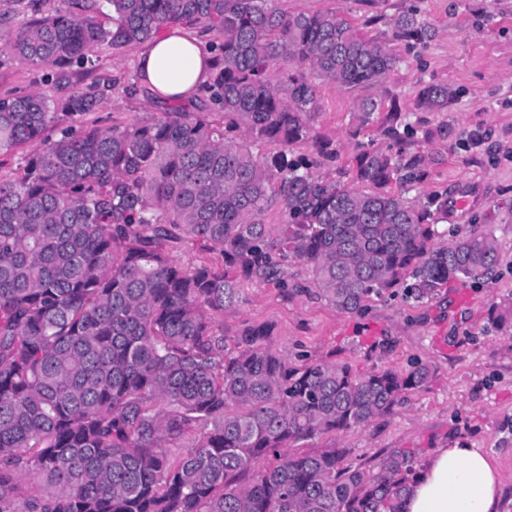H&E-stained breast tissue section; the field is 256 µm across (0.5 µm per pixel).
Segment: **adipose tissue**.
Wrapping results in <instances>:
<instances>
[{"instance_id":"ef3b65f1","label":"adipose tissue","mask_w":512,"mask_h":512,"mask_svg":"<svg viewBox=\"0 0 512 512\" xmlns=\"http://www.w3.org/2000/svg\"><path fill=\"white\" fill-rule=\"evenodd\" d=\"M212 53L184 27L152 38L138 58L141 80L160 98H189L210 76ZM502 478L482 449L458 443L434 449L410 486L404 512H496Z\"/></svg>"}]
</instances>
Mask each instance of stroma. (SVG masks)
<instances>
[{
	"mask_svg": "<svg viewBox=\"0 0 512 512\" xmlns=\"http://www.w3.org/2000/svg\"><path fill=\"white\" fill-rule=\"evenodd\" d=\"M278 6L289 13L342 11L363 37L400 56L374 85L348 91L318 83L312 138L294 144V151L312 157L314 171L329 178L362 146L383 145L378 127L390 113L426 124L431 139L406 150L423 157L428 176L406 197L415 203L447 198L439 231L489 228L500 261L491 277L449 282L430 302L390 293L361 316L321 298L311 268L294 261L289 289L241 283L239 305L222 318L224 336L233 339L246 325L270 326L272 348L296 364L348 362L361 372L429 365L431 382L406 394L391 412L307 441V448H342L346 462L359 463L396 448L417 449L424 460L433 449L460 441L494 457L503 478L498 512H512V327L491 319L493 311L512 307V0H278ZM409 9L427 25L426 37L414 45L393 36L394 19ZM139 52L136 45L119 56L100 51L92 70L61 85L48 70L27 67L0 46V96L39 91L62 98L100 83L104 97L95 111L64 117V124L109 127L156 117L166 106L141 87ZM430 83L454 89L445 110H421L420 93ZM365 97L377 99L380 110L363 129L357 102Z\"/></svg>",
	"mask_w": 512,
	"mask_h": 512,
	"instance_id": "35a3bbf8",
	"label": "stroma"
}]
</instances>
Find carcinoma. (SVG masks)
Here are the masks:
<instances>
[{
	"label": "carcinoma",
	"mask_w": 512,
	"mask_h": 512,
	"mask_svg": "<svg viewBox=\"0 0 512 512\" xmlns=\"http://www.w3.org/2000/svg\"><path fill=\"white\" fill-rule=\"evenodd\" d=\"M69 0L10 33L20 62L62 81L101 49L128 47L180 25L217 28L213 72L201 93L160 117L126 126H61L90 112L91 88L55 102L41 92L0 98V152L41 141L0 174V512H403L418 453L398 448L372 463L345 450L292 445L364 426L426 386L415 364L362 373L349 363L290 366L268 326L224 342L216 316L239 302V283L288 287V262L313 267L338 311L360 314L400 288L433 300L451 281L491 275L498 247L487 230L436 243L434 212L388 189L416 182L412 131L380 128L348 170L325 180L292 145L310 138L313 78L353 90L397 65L339 12L286 13L274 0ZM413 13L399 40L422 37ZM453 92L423 88L437 110ZM379 102L358 104L359 125ZM278 143L260 161L240 138ZM276 205L284 221L262 216ZM193 241L220 260L186 269L170 247ZM195 435L180 457L171 447ZM44 490L18 505L15 480Z\"/></svg>",
	"instance_id": "carcinoma-1"
}]
</instances>
